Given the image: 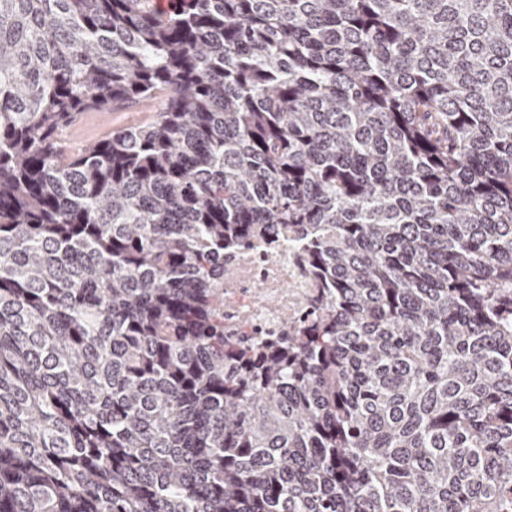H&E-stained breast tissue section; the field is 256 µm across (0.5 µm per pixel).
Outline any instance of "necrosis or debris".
<instances>
[{
  "label": "necrosis or debris",
  "instance_id": "obj_1",
  "mask_svg": "<svg viewBox=\"0 0 512 512\" xmlns=\"http://www.w3.org/2000/svg\"><path fill=\"white\" fill-rule=\"evenodd\" d=\"M320 294L291 233L273 251L243 246L224 257V335L244 344L286 335L323 313Z\"/></svg>",
  "mask_w": 512,
  "mask_h": 512
}]
</instances>
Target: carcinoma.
Returning a JSON list of instances; mask_svg holds the SVG:
<instances>
[{
	"mask_svg": "<svg viewBox=\"0 0 512 512\" xmlns=\"http://www.w3.org/2000/svg\"><path fill=\"white\" fill-rule=\"evenodd\" d=\"M0 512H512V0H0ZM162 107V101L157 100L152 104H134L114 112H86L66 131L65 136L72 148L80 149L113 128L143 122L151 113L157 112ZM276 250L255 245L224 255V335L253 344L284 336L322 314L325 302L306 271L294 236L281 233ZM260 288H257V287ZM292 317L288 326L283 313Z\"/></svg>",
	"mask_w": 512,
	"mask_h": 512,
	"instance_id": "cac0c4a2",
	"label": "carcinoma"
}]
</instances>
